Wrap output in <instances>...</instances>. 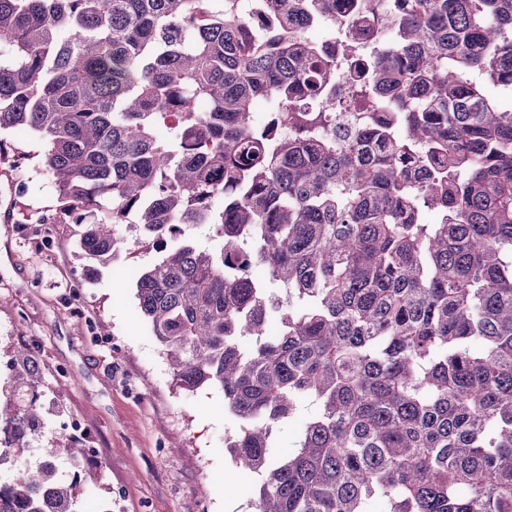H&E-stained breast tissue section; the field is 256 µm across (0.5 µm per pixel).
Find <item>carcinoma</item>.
<instances>
[{
    "mask_svg": "<svg viewBox=\"0 0 512 512\" xmlns=\"http://www.w3.org/2000/svg\"><path fill=\"white\" fill-rule=\"evenodd\" d=\"M212 2L0 0V132L86 256L159 249L138 308L176 387L223 393L253 512H512V0H361L337 50L309 30L344 0ZM74 498L20 467L0 512ZM303 415L304 412H301L297 416L296 420L282 426L279 429L276 436L277 448H275L279 455L286 456L293 451L296 442L298 422L303 417Z\"/></svg>",
    "mask_w": 512,
    "mask_h": 512,
    "instance_id": "1",
    "label": "carcinoma"
}]
</instances>
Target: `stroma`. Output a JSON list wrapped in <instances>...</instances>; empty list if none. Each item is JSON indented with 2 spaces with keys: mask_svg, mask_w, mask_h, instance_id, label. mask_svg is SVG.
Returning a JSON list of instances; mask_svg holds the SVG:
<instances>
[{
  "mask_svg": "<svg viewBox=\"0 0 512 512\" xmlns=\"http://www.w3.org/2000/svg\"><path fill=\"white\" fill-rule=\"evenodd\" d=\"M10 140L25 158L0 162V390L25 370L38 375L41 439L24 460L52 462L75 485L77 512H253L259 478L224 446L235 421L223 394L176 388L138 309L136 281L157 250L123 252L104 267L80 252L82 225L59 224L44 259L22 220L51 214L55 191L37 170L36 140L17 130ZM22 346L30 357L18 356ZM74 416L85 426L76 464L58 450Z\"/></svg>",
  "mask_w": 512,
  "mask_h": 512,
  "instance_id": "obj_1",
  "label": "stroma"
}]
</instances>
